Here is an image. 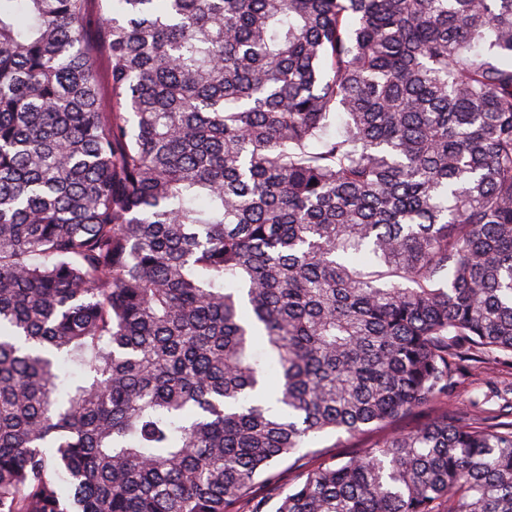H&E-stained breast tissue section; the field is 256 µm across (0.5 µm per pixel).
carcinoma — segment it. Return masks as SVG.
I'll return each mask as SVG.
<instances>
[{"mask_svg": "<svg viewBox=\"0 0 512 512\" xmlns=\"http://www.w3.org/2000/svg\"><path fill=\"white\" fill-rule=\"evenodd\" d=\"M88 2L0 0V512H512L442 403L512 365V0ZM415 421L399 422L386 432L371 431L361 436H349L345 432L323 434L315 438L308 448L279 463L275 470L280 473L284 485L294 484L305 478V474L323 462L336 461V456L356 448H368L393 430L410 429Z\"/></svg>", "mask_w": 512, "mask_h": 512, "instance_id": "obj_1", "label": "carcinoma"}]
</instances>
